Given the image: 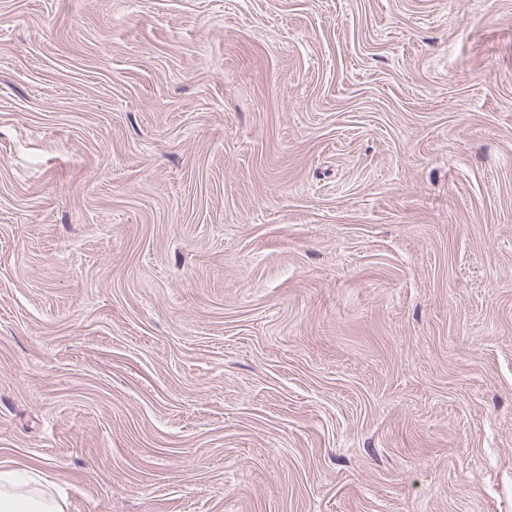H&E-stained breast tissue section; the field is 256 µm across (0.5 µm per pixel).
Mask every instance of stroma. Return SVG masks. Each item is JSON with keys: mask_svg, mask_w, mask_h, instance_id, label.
<instances>
[{"mask_svg": "<svg viewBox=\"0 0 512 512\" xmlns=\"http://www.w3.org/2000/svg\"><path fill=\"white\" fill-rule=\"evenodd\" d=\"M0 463L512 512V0H0Z\"/></svg>", "mask_w": 512, "mask_h": 512, "instance_id": "1", "label": "stroma"}]
</instances>
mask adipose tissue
Masks as SVG:
<instances>
[{"instance_id": "adipose-tissue-1", "label": "adipose tissue", "mask_w": 512, "mask_h": 512, "mask_svg": "<svg viewBox=\"0 0 512 512\" xmlns=\"http://www.w3.org/2000/svg\"><path fill=\"white\" fill-rule=\"evenodd\" d=\"M62 495L38 475L0 464V512H65Z\"/></svg>"}]
</instances>
